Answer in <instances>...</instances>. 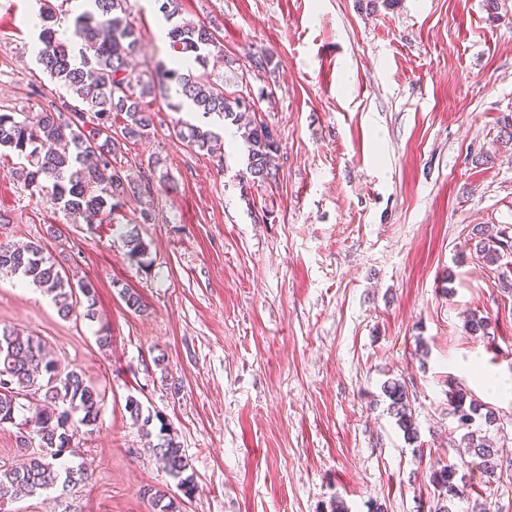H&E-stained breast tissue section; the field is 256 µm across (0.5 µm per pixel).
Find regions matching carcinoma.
Listing matches in <instances>:
<instances>
[{"mask_svg": "<svg viewBox=\"0 0 512 512\" xmlns=\"http://www.w3.org/2000/svg\"><path fill=\"white\" fill-rule=\"evenodd\" d=\"M90 8L77 14L65 31H60L62 12L50 0H36L40 48L37 61L51 78L61 83L81 105L49 101L38 111L17 117L13 111H0V159L15 160L11 174L32 196L47 197L56 206L83 218L87 223L112 219V215L131 199L150 190L149 183L132 179L118 165V155L130 143L146 138L154 126L148 99H167L171 90L203 115L218 114L238 125L247 152L252 181L272 179L270 160L279 150V142L261 119L255 102L243 91L227 92L224 85L211 80L203 67L210 56L224 52L223 38L206 22L181 17L180 0H157L159 11L171 23L167 31L174 56L202 67L197 72L184 63L158 64L147 78L135 77L129 62L139 52L140 34L130 17L128 0H87ZM121 122H116L117 118ZM186 146L194 151L215 155L221 150L219 137L210 130L191 124L178 131ZM476 253L494 264L512 252V227L496 232L478 230ZM130 259L138 262L147 254V245L136 229L125 234ZM19 274L42 288L68 318H96V287L89 280L78 283L57 268L45 256L38 243L15 246L0 241V274ZM383 391L389 408L407 440L418 439L405 383L388 380ZM38 397L35 414L21 423L39 439L40 451L22 465L0 470V502L22 492L29 497L57 486L74 488L84 480L79 467L67 466L61 458L72 447V419L80 424H96L103 397L89 385L82 372L61 371L48 355L41 339L23 336L12 330L0 331V424L15 421L20 407L19 393ZM448 406L458 427L466 430L461 438L462 464L467 458L487 473L498 466L497 450L487 439L471 430L480 419L491 425L496 421L492 407L476 399L469 391L448 384ZM134 422L147 427L152 419L160 422L157 443H148L150 451L178 480L180 490L191 495L195 475L175 436L160 415L142 416V405L134 397L126 401ZM458 465L445 464L430 475L438 491L437 506L430 512H451L448 503L460 497ZM158 512H182L180 501L157 491L153 496Z\"/></svg>", "mask_w": 512, "mask_h": 512, "instance_id": "carcinoma-1", "label": "carcinoma"}]
</instances>
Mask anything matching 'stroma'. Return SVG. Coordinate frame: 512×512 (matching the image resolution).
<instances>
[{
  "mask_svg": "<svg viewBox=\"0 0 512 512\" xmlns=\"http://www.w3.org/2000/svg\"><path fill=\"white\" fill-rule=\"evenodd\" d=\"M130 4L141 74L170 48L157 0ZM37 12L0 0V109L66 95L36 61ZM183 17L220 32L208 71L229 91L246 80L279 142L276 178L252 182L230 121L154 101L151 134L120 157L150 181L115 216L148 243L140 265L111 225L31 197L0 163V241H42L97 286L96 319H65L2 274L0 329L40 338L104 397L64 456L85 484L0 512H155L150 490L178 495L147 449L159 425L131 419V396L195 472L183 512H429L431 472L460 460L452 382L495 409L482 433L502 464L461 466L451 510L512 512V256L486 263L472 239L512 227V0L494 13L486 0H183ZM183 120L219 133L222 156L187 148ZM144 208L153 223H139ZM471 312L489 335L465 329ZM391 378L408 388L417 441L388 410Z\"/></svg>",
  "mask_w": 512,
  "mask_h": 512,
  "instance_id": "stroma-1",
  "label": "stroma"
}]
</instances>
